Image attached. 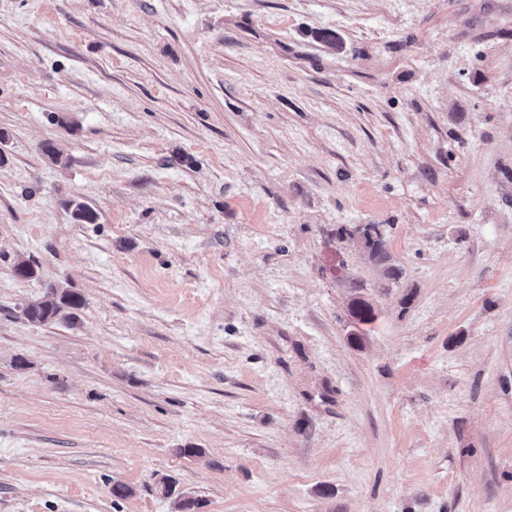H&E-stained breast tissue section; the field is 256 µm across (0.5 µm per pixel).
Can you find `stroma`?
I'll list each match as a JSON object with an SVG mask.
<instances>
[{
    "label": "stroma",
    "instance_id": "35a3bbf8",
    "mask_svg": "<svg viewBox=\"0 0 512 512\" xmlns=\"http://www.w3.org/2000/svg\"><path fill=\"white\" fill-rule=\"evenodd\" d=\"M0 130V512H512V0H0ZM355 231L360 234L364 246L376 261L382 263L389 258L384 248L381 232L375 224H367L362 228H356ZM62 289L49 288L41 300L28 303L22 309L24 318L33 324H45L62 316L66 310H76L82 306L83 298L80 295Z\"/></svg>",
    "mask_w": 512,
    "mask_h": 512
}]
</instances>
